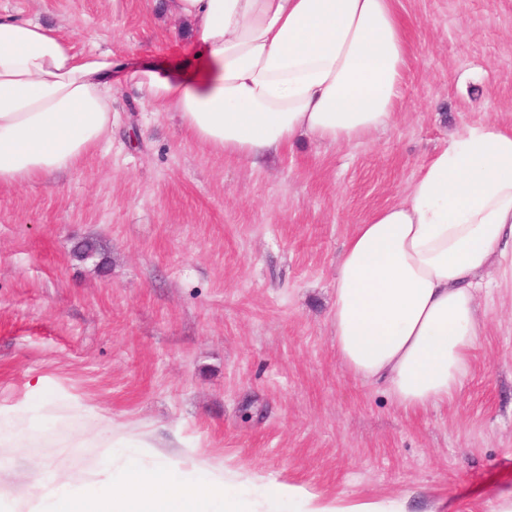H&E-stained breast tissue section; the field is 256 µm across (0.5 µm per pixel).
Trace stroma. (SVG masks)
Segmentation results:
<instances>
[{
	"label": "stroma",
	"mask_w": 512,
	"mask_h": 512,
	"mask_svg": "<svg viewBox=\"0 0 512 512\" xmlns=\"http://www.w3.org/2000/svg\"><path fill=\"white\" fill-rule=\"evenodd\" d=\"M96 33L128 66H182L195 46L165 0H0ZM412 53L391 125L361 143H292L262 168L224 158L112 85V139L46 182L0 186V411L38 407L52 442L10 449L90 481L107 448L74 447L86 412L149 433L228 494L304 487L340 507L492 512L512 489V279L482 296L483 332L456 400L399 410L333 345L336 262L354 226L396 201L467 126L512 127V0H400ZM93 239L99 253L81 259Z\"/></svg>",
	"instance_id": "obj_1"
}]
</instances>
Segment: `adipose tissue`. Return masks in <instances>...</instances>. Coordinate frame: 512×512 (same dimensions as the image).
Returning a JSON list of instances; mask_svg holds the SVG:
<instances>
[{"mask_svg":"<svg viewBox=\"0 0 512 512\" xmlns=\"http://www.w3.org/2000/svg\"><path fill=\"white\" fill-rule=\"evenodd\" d=\"M199 52L188 67H125L78 48L60 27L0 11V185L76 168L112 132V82L123 76L201 145L256 162L308 137L351 145L393 120L410 43L395 0H171ZM512 259V130L468 126L437 149L397 201L356 225L336 263L330 319L354 379L417 412L453 402L482 334L478 299L495 262ZM121 449L93 480L31 466L27 494L0 490V512H214L224 475L207 462L186 485L165 458L141 455L105 417L88 415L74 445ZM124 480L114 483V472ZM305 512H405L401 500L347 507L295 485L269 488Z\"/></svg>","mask_w":512,"mask_h":512,"instance_id":"adipose-tissue-1","label":"adipose tissue"}]
</instances>
